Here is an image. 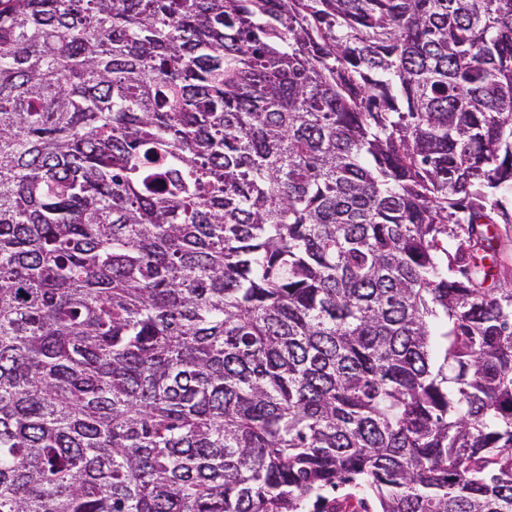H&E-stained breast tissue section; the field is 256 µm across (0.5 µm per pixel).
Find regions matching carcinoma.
Returning <instances> with one entry per match:
<instances>
[{
	"label": "carcinoma",
	"mask_w": 512,
	"mask_h": 512,
	"mask_svg": "<svg viewBox=\"0 0 512 512\" xmlns=\"http://www.w3.org/2000/svg\"><path fill=\"white\" fill-rule=\"evenodd\" d=\"M512 0H0V512H512Z\"/></svg>",
	"instance_id": "1"
}]
</instances>
